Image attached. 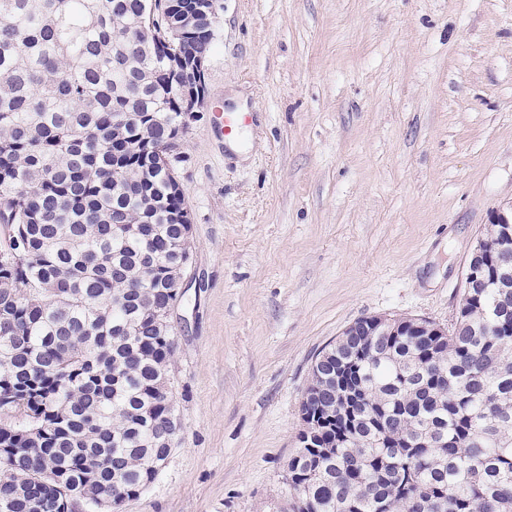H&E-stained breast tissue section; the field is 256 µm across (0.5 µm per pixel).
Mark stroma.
<instances>
[{"label": "stroma", "instance_id": "obj_1", "mask_svg": "<svg viewBox=\"0 0 512 512\" xmlns=\"http://www.w3.org/2000/svg\"><path fill=\"white\" fill-rule=\"evenodd\" d=\"M174 164L182 430L122 512H281L311 366L356 320L453 323L512 208V0H219ZM249 112L236 148L216 109Z\"/></svg>", "mask_w": 512, "mask_h": 512}]
</instances>
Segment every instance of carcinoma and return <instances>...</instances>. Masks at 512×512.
<instances>
[{
    "label": "carcinoma",
    "mask_w": 512,
    "mask_h": 512,
    "mask_svg": "<svg viewBox=\"0 0 512 512\" xmlns=\"http://www.w3.org/2000/svg\"><path fill=\"white\" fill-rule=\"evenodd\" d=\"M203 0H0V505L119 512L175 415L157 310L189 261L161 155L213 39ZM136 112L134 123L122 113ZM455 321L375 317L311 367L288 479L307 512H512V221Z\"/></svg>",
    "instance_id": "cac0c4a2"
}]
</instances>
